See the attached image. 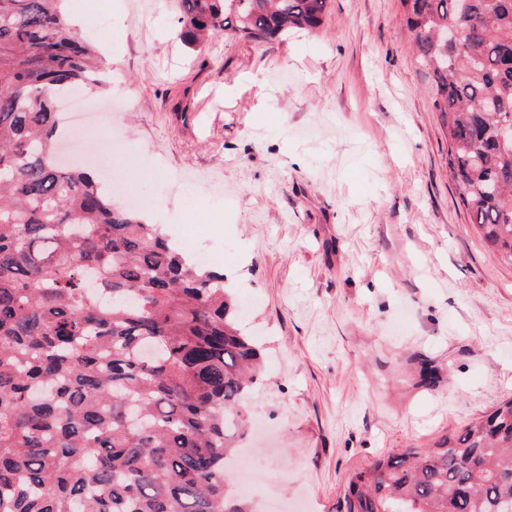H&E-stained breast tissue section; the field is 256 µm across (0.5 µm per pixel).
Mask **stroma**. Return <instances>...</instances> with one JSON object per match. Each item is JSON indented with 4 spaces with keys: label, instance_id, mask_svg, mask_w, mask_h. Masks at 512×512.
<instances>
[{
    "label": "stroma",
    "instance_id": "35a3bbf8",
    "mask_svg": "<svg viewBox=\"0 0 512 512\" xmlns=\"http://www.w3.org/2000/svg\"><path fill=\"white\" fill-rule=\"evenodd\" d=\"M73 2L106 62L82 99L111 126L107 186L214 253L265 357L246 404L262 504L336 512L355 471L512 395V267L459 202L400 0H330L315 34L201 53L176 0Z\"/></svg>",
    "mask_w": 512,
    "mask_h": 512
}]
</instances>
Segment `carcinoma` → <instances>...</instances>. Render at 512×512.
Instances as JSON below:
<instances>
[{"label":"carcinoma","mask_w":512,"mask_h":512,"mask_svg":"<svg viewBox=\"0 0 512 512\" xmlns=\"http://www.w3.org/2000/svg\"><path fill=\"white\" fill-rule=\"evenodd\" d=\"M62 0H0V512H253L229 462L262 353L224 273L56 160L104 66ZM329 0H178L195 51L313 33ZM484 245L512 266V0H400ZM458 30L459 45L442 42ZM112 302L104 304L99 294ZM473 458L478 469L464 461ZM336 512H512V396L350 476Z\"/></svg>","instance_id":"1"}]
</instances>
